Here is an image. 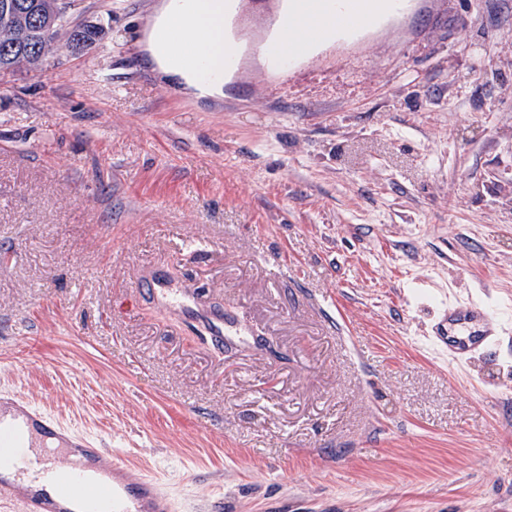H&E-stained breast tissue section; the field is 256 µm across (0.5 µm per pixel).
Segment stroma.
<instances>
[{"mask_svg":"<svg viewBox=\"0 0 512 512\" xmlns=\"http://www.w3.org/2000/svg\"><path fill=\"white\" fill-rule=\"evenodd\" d=\"M159 0L0 83V391L160 479L183 512H512V0H408L224 97L145 63ZM258 335L216 352L145 274ZM500 312L453 365L441 305Z\"/></svg>","mask_w":512,"mask_h":512,"instance_id":"35a3bbf8","label":"stroma"}]
</instances>
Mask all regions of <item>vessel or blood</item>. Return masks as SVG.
Here are the masks:
<instances>
[{"label": "vessel or blood", "instance_id": "1", "mask_svg": "<svg viewBox=\"0 0 512 512\" xmlns=\"http://www.w3.org/2000/svg\"><path fill=\"white\" fill-rule=\"evenodd\" d=\"M365 2L351 0L349 9L337 14V33L355 34L371 23ZM291 21L282 10L268 25L263 53L269 68L288 66L284 35ZM150 295L171 316L202 325L213 346L243 339L227 312L200 308L157 280ZM430 341L449 361L463 363L500 344V322L485 305H455L435 324ZM0 446L14 449L13 466L20 472L28 465L25 449L39 451L40 485L23 487L0 473V500L19 501L22 512H178L157 479L132 467L120 454L102 461L101 450L91 439L14 393H0Z\"/></svg>", "mask_w": 512, "mask_h": 512}]
</instances>
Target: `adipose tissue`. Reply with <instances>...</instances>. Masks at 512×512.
Instances as JSON below:
<instances>
[{"instance_id": "ef3b65f1", "label": "adipose tissue", "mask_w": 512, "mask_h": 512, "mask_svg": "<svg viewBox=\"0 0 512 512\" xmlns=\"http://www.w3.org/2000/svg\"><path fill=\"white\" fill-rule=\"evenodd\" d=\"M224 0H163L157 5L153 23L144 32L145 50L152 71L171 79L181 91L199 97H220L224 84L201 83L185 63L188 55L207 48L213 63H220L224 54ZM181 16L179 37L174 46H167L166 32L173 16Z\"/></svg>"}]
</instances>
